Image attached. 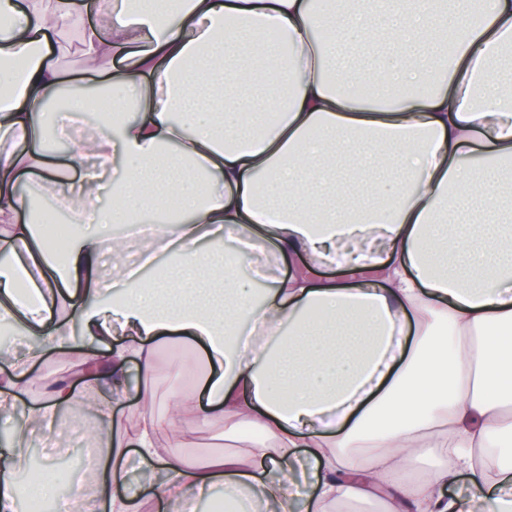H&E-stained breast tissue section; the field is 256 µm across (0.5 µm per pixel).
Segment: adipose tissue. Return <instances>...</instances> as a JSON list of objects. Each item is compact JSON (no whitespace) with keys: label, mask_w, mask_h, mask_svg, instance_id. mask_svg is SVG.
Listing matches in <instances>:
<instances>
[{"label":"adipose tissue","mask_w":512,"mask_h":512,"mask_svg":"<svg viewBox=\"0 0 512 512\" xmlns=\"http://www.w3.org/2000/svg\"><path fill=\"white\" fill-rule=\"evenodd\" d=\"M107 3L110 20L90 22ZM353 3L0 0V321L34 339L23 357L0 344V358L22 374L75 335L124 339L108 358L83 355L109 399L64 381L29 415L0 384V512H17L29 420L90 402L111 444L93 470L97 512L149 500L182 512L207 492L225 512L252 494L288 512L300 475L306 512L376 499L385 512H512V462L491 471L478 457L496 444L512 455V225L446 221L455 204L497 207L470 154L512 163V85L499 79L512 0H480L476 26L457 0ZM75 44L80 84L61 63ZM110 56L122 67L104 69ZM91 88L108 93L102 135L63 139L60 117L83 121ZM25 171L74 226L65 265L25 215ZM136 242L168 258L153 283L134 287L122 264L111 290L91 284L104 249ZM253 248L346 267L352 282L305 269L255 292L239 274ZM36 268L58 273L52 296ZM189 340L203 349L198 421L224 419L231 438L256 429L245 455L154 444L179 415L153 411L158 349ZM133 355L132 433L110 404L127 398ZM429 448L439 465L409 481Z\"/></svg>","instance_id":"1"}]
</instances>
